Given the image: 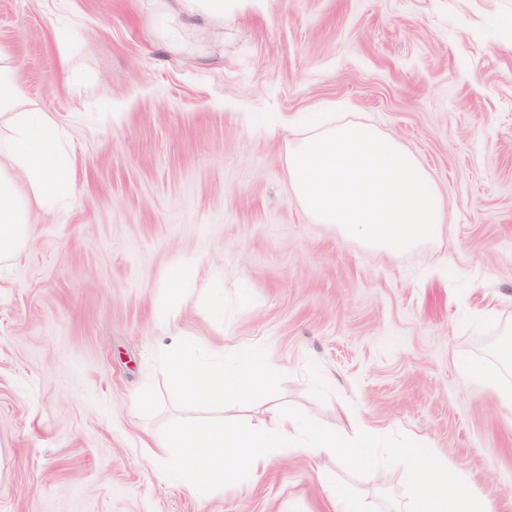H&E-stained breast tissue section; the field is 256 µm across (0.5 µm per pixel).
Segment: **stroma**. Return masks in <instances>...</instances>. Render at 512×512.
Listing matches in <instances>:
<instances>
[{
    "mask_svg": "<svg viewBox=\"0 0 512 512\" xmlns=\"http://www.w3.org/2000/svg\"><path fill=\"white\" fill-rule=\"evenodd\" d=\"M23 111L65 131L76 192L0 261V512H406L407 471L279 448L206 499L148 448L175 420L254 426L282 407L414 437L512 512V0H0ZM373 125L443 197L398 256L311 216L288 154L317 125ZM197 286L164 314L169 271ZM240 365L254 399L176 395L177 333ZM497 383L463 385L461 367ZM178 2L190 14H202L218 20L224 18V0H178Z\"/></svg>",
    "mask_w": 512,
    "mask_h": 512,
    "instance_id": "stroma-1",
    "label": "stroma"
}]
</instances>
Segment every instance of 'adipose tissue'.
<instances>
[{
	"label": "adipose tissue",
	"mask_w": 512,
	"mask_h": 512,
	"mask_svg": "<svg viewBox=\"0 0 512 512\" xmlns=\"http://www.w3.org/2000/svg\"><path fill=\"white\" fill-rule=\"evenodd\" d=\"M23 99L12 64L0 55V118H6L11 129L10 135L0 136V258L30 241L34 210L71 196L75 190L71 160L58 125L49 119L32 121L20 109ZM177 346L165 369L173 388L192 401L238 403L255 397L282 370L281 364L259 352L234 372L220 363L203 368L194 358L192 339L179 338Z\"/></svg>",
	"instance_id": "ef3b65f1"
}]
</instances>
